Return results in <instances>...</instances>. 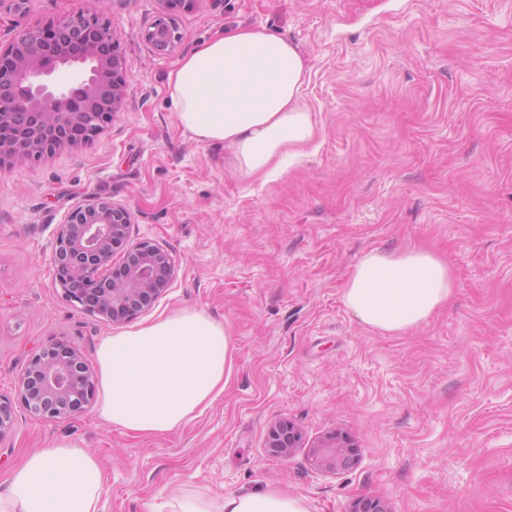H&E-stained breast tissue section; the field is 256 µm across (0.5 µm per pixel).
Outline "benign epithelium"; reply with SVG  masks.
I'll return each instance as SVG.
<instances>
[{
    "instance_id": "1",
    "label": "benign epithelium",
    "mask_w": 512,
    "mask_h": 512,
    "mask_svg": "<svg viewBox=\"0 0 512 512\" xmlns=\"http://www.w3.org/2000/svg\"><path fill=\"white\" fill-rule=\"evenodd\" d=\"M193 0H156L158 18L143 32L159 55L173 49L176 32L168 11ZM50 28L19 29L0 50V168L75 144L69 133L92 136L118 111L126 79L118 39L96 6ZM132 211L108 197L86 196L59 226L53 249L55 280L63 298L113 323L134 319L167 290L177 271L173 254L152 240H131ZM127 257L122 277L109 272L115 249ZM96 373L81 352L50 342L28 360L18 381L32 415L65 421L95 399ZM13 407L0 398V439L13 427ZM302 436L291 423L268 429L266 452L285 460ZM309 461L321 473L341 474L360 462L348 438L331 432L312 443ZM349 512H390L380 500L361 498Z\"/></svg>"
}]
</instances>
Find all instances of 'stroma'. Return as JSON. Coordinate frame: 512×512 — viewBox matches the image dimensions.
<instances>
[{
  "label": "stroma",
  "mask_w": 512,
  "mask_h": 512,
  "mask_svg": "<svg viewBox=\"0 0 512 512\" xmlns=\"http://www.w3.org/2000/svg\"><path fill=\"white\" fill-rule=\"evenodd\" d=\"M87 0H30L0 14V43ZM127 77L118 112L86 142L0 170V395L52 340L95 362L120 325L62 297L52 248L73 207L98 193L135 214L133 234L169 248V289L132 319L184 307L231 331L223 393L162 435L113 426L89 406L47 422L16 406L0 484L39 448L88 449L101 512H147L166 488L221 498L275 488L309 512L376 497L390 512H512V0H194L157 55L142 33L155 0H106ZM237 25L292 40L317 136L279 177L240 178L220 145L179 128L167 76ZM429 250L451 266L448 305L406 333L358 323L342 302L374 249ZM305 445L267 455L275 421ZM346 435L361 461L319 473L307 446Z\"/></svg>",
  "instance_id": "obj_1"
}]
</instances>
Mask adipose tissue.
Returning <instances> with one entry per match:
<instances>
[{
    "mask_svg": "<svg viewBox=\"0 0 512 512\" xmlns=\"http://www.w3.org/2000/svg\"><path fill=\"white\" fill-rule=\"evenodd\" d=\"M306 61L295 43L238 26L201 43L169 73L180 127L198 142L223 145L240 177L283 173L315 136L302 101ZM449 264L406 249L367 252L342 300L361 324L406 333L447 303ZM234 340L223 321L186 307L105 337L96 361L100 417L131 431L164 434L208 407L224 390ZM104 478L89 450L59 444L34 453L0 489V512H99ZM168 512H309L277 489L210 499L171 491Z\"/></svg>",
    "mask_w": 512,
    "mask_h": 512,
    "instance_id": "obj_1",
    "label": "adipose tissue"
}]
</instances>
